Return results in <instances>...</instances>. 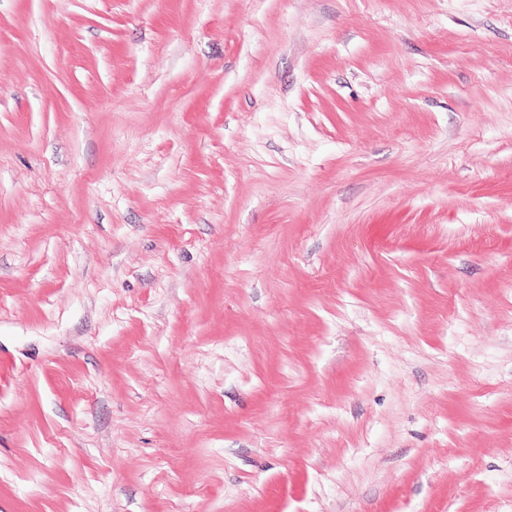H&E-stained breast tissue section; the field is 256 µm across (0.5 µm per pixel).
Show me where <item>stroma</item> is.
Masks as SVG:
<instances>
[{"mask_svg":"<svg viewBox=\"0 0 512 512\" xmlns=\"http://www.w3.org/2000/svg\"><path fill=\"white\" fill-rule=\"evenodd\" d=\"M0 512H512V0H0Z\"/></svg>","mask_w":512,"mask_h":512,"instance_id":"1","label":"stroma"}]
</instances>
